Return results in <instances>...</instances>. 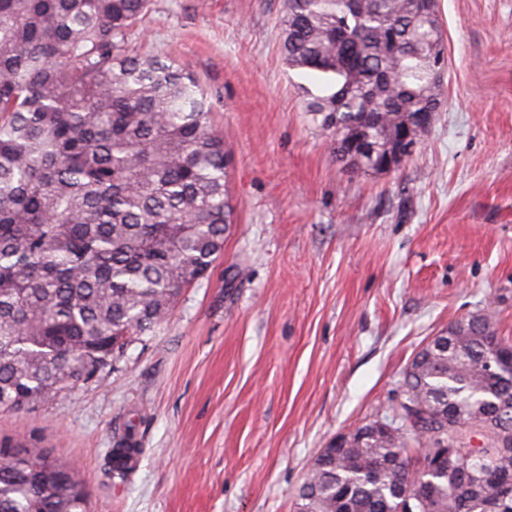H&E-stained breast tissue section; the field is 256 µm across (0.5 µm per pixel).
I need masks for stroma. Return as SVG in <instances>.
I'll use <instances>...</instances> for the list:
<instances>
[{
  "label": "stroma",
  "mask_w": 512,
  "mask_h": 512,
  "mask_svg": "<svg viewBox=\"0 0 512 512\" xmlns=\"http://www.w3.org/2000/svg\"><path fill=\"white\" fill-rule=\"evenodd\" d=\"M440 114L388 172H353L280 52L283 0H151L132 52L189 67L228 152L234 222L208 277L111 368L32 409L88 512H293L313 456L388 416L424 340L512 336V0H438ZM141 448L125 478L112 448Z\"/></svg>",
  "instance_id": "obj_1"
}]
</instances>
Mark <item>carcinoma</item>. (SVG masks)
Here are the masks:
<instances>
[{
	"mask_svg": "<svg viewBox=\"0 0 512 512\" xmlns=\"http://www.w3.org/2000/svg\"><path fill=\"white\" fill-rule=\"evenodd\" d=\"M150 0H0V409L37 406L151 336L224 251V138L184 65L132 55ZM281 53L312 76L306 111L356 171L355 125L439 109L435 0H284ZM395 417L313 458L294 512H512V342L463 317L408 363ZM481 444L474 447V436ZM17 439L0 446V512H86V483ZM134 435L112 449L124 477Z\"/></svg>",
	"mask_w": 512,
	"mask_h": 512,
	"instance_id": "obj_1",
	"label": "carcinoma"
}]
</instances>
